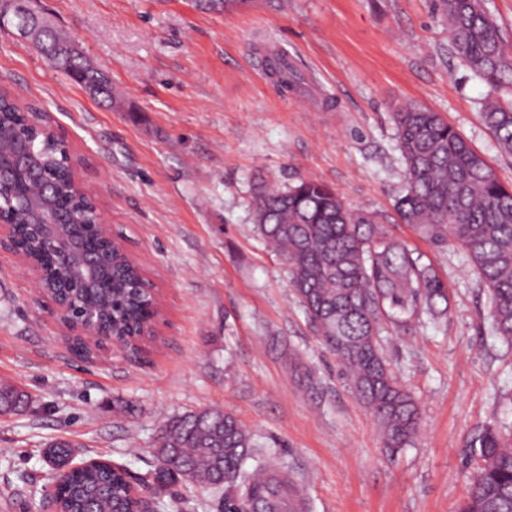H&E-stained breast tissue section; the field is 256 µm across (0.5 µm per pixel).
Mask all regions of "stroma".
<instances>
[{
  "label": "stroma",
  "instance_id": "stroma-1",
  "mask_svg": "<svg viewBox=\"0 0 512 512\" xmlns=\"http://www.w3.org/2000/svg\"><path fill=\"white\" fill-rule=\"evenodd\" d=\"M112 84L101 103L0 24V87L47 112L77 175L156 285L155 337L136 359L75 357L52 302L0 248V382L31 397L0 415V512H52L48 441L78 442L146 475L167 419L206 407L252 431L302 489L307 512H456L477 429L512 425V350L465 254L434 249L393 210L405 180L394 112L442 114L512 183L479 112L489 86L461 65L435 0H32ZM285 53L301 82L266 66ZM313 178L423 254L448 312L382 336L420 408L413 444L390 453L338 374L254 228L253 183Z\"/></svg>",
  "mask_w": 512,
  "mask_h": 512
}]
</instances>
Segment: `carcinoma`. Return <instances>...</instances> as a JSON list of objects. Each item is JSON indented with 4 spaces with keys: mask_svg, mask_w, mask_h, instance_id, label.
<instances>
[{
    "mask_svg": "<svg viewBox=\"0 0 512 512\" xmlns=\"http://www.w3.org/2000/svg\"><path fill=\"white\" fill-rule=\"evenodd\" d=\"M448 18L452 47L462 64L495 91L512 93V48L485 0H440ZM38 44L52 68L108 100L104 74L83 61L75 43L57 30ZM272 75L285 90L299 74L288 58L271 62ZM481 119L499 148L512 154V100L485 105ZM406 185L395 199L398 220L434 248L463 251L488 291L494 333L512 345V185L503 183L485 157L439 113L410 107L394 113ZM0 123L24 131L8 93H0ZM44 163V181L66 206L73 197L62 174L64 157L35 140ZM256 231L288 266L290 286L320 341L332 353L356 399L379 423L384 447L396 451L417 434L420 410L384 356L379 336L386 326L403 330L419 314L438 317L448 311V288L433 267L413 256L388 234L373 211L353 209L336 191L310 178L285 188L260 181L253 185ZM21 247L50 273L58 263L30 230ZM138 277L124 261L113 263L109 300L112 326L138 335L152 323V300L124 288ZM26 393L0 384V413L22 409ZM254 435L230 412L204 409L173 417L155 444L159 465L144 480L154 503L166 508L165 489L175 486L219 489L224 512H304L302 495L279 468L257 464L244 469ZM472 468L467 496L457 512H512V429L487 427L471 440ZM130 471L123 465H92L71 471L57 485L62 512H138L130 495Z\"/></svg>",
    "mask_w": 512,
    "mask_h": 512,
    "instance_id": "carcinoma-1",
    "label": "carcinoma"
}]
</instances>
